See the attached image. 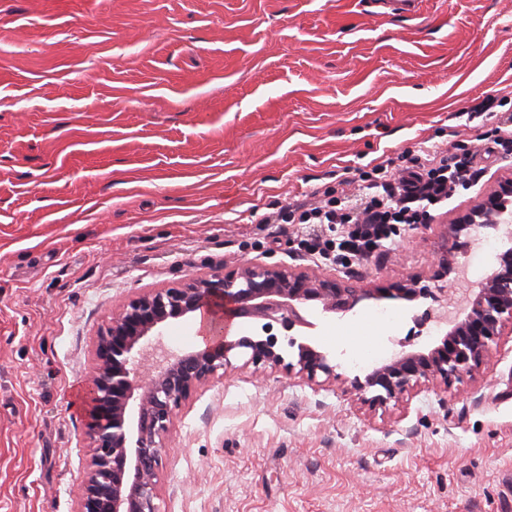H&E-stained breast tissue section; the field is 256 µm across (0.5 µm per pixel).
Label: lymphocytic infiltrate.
I'll return each instance as SVG.
<instances>
[{
    "instance_id": "f902f5d3",
    "label": "lymphocytic infiltrate",
    "mask_w": 512,
    "mask_h": 512,
    "mask_svg": "<svg viewBox=\"0 0 512 512\" xmlns=\"http://www.w3.org/2000/svg\"><path fill=\"white\" fill-rule=\"evenodd\" d=\"M501 108L495 128L476 140L454 139L448 150L406 153L357 168L368 191L351 197L346 188H325L313 202L288 205L263 216L266 224H305L296 250L324 260L377 257L381 247L399 236L403 227L429 223L431 207L442 205L461 190L477 186L485 176L479 154L512 155V92L475 104L468 122L484 124Z\"/></svg>"
}]
</instances>
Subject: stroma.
<instances>
[{
    "label": "stroma",
    "mask_w": 512,
    "mask_h": 512,
    "mask_svg": "<svg viewBox=\"0 0 512 512\" xmlns=\"http://www.w3.org/2000/svg\"><path fill=\"white\" fill-rule=\"evenodd\" d=\"M512 85V0H0V512H77L81 396L130 299L241 263L316 266L364 288L430 277L449 224L512 178L486 160L384 259L289 255L256 216L352 168L471 139L462 111ZM429 303L323 320L337 379L224 373L175 410L161 512H512V336L474 377L372 408L350 355L420 350Z\"/></svg>",
    "instance_id": "35a3bbf8"
}]
</instances>
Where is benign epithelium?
<instances>
[{"instance_id": "7a95c632", "label": "benign epithelium", "mask_w": 512, "mask_h": 512, "mask_svg": "<svg viewBox=\"0 0 512 512\" xmlns=\"http://www.w3.org/2000/svg\"><path fill=\"white\" fill-rule=\"evenodd\" d=\"M474 225L500 232L512 244V179L449 225L432 278L435 286L413 277L390 289L389 296L406 301L430 299L437 307L427 314H435L438 320L447 318L448 288L443 281L460 280L459 256L464 246L459 239ZM379 295L377 288H356L323 272L244 263L129 300L97 336L86 376L85 434L91 457L78 512H160L156 470L174 410L197 386L230 364L232 350H250L249 362L254 365L283 362L276 350L278 337L269 334L276 323L285 331L288 346L297 349V362L288 364V369H298L309 381L320 373L334 378L336 366L312 345L308 334L316 323L302 315V310L316 302L324 315H345L361 301ZM206 306L215 313L228 308L237 318L262 322L261 335L236 340L223 335L141 371L145 351L156 344L166 326ZM506 329L512 331V247L481 281L467 289L465 307L440 343L424 351L395 353L364 377H354L350 392L373 407L398 401L421 385L447 387L472 377L488 361ZM372 389L377 394L367 396Z\"/></svg>"}]
</instances>
